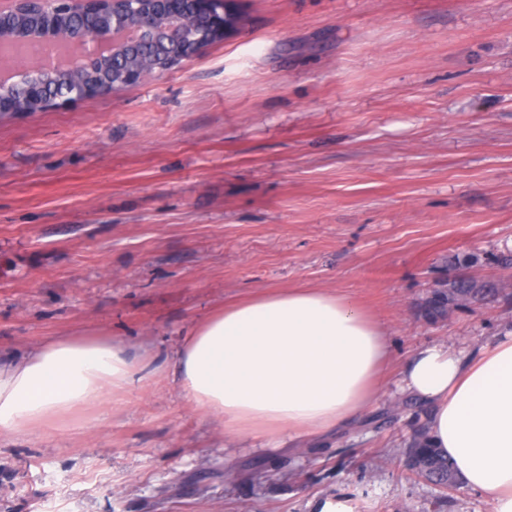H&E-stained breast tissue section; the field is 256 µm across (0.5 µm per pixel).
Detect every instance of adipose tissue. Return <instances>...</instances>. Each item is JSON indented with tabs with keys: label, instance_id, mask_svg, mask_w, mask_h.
<instances>
[{
	"label": "adipose tissue",
	"instance_id": "adipose-tissue-1",
	"mask_svg": "<svg viewBox=\"0 0 512 512\" xmlns=\"http://www.w3.org/2000/svg\"><path fill=\"white\" fill-rule=\"evenodd\" d=\"M391 366L388 332L347 296L288 288L225 305L176 353L181 392L219 418L224 445L287 434L303 441L348 430L373 407ZM137 372L120 343L62 336L23 358L0 356V435L30 430L124 390ZM426 405L435 447L464 491L512 512V329L479 355L418 351L397 387Z\"/></svg>",
	"mask_w": 512,
	"mask_h": 512
}]
</instances>
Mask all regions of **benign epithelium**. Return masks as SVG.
<instances>
[{
	"instance_id": "7a95c632",
	"label": "benign epithelium",
	"mask_w": 512,
	"mask_h": 512,
	"mask_svg": "<svg viewBox=\"0 0 512 512\" xmlns=\"http://www.w3.org/2000/svg\"><path fill=\"white\" fill-rule=\"evenodd\" d=\"M223 30L224 0H0V46L49 51L32 65L0 62L3 71L21 68L19 80H0V117L67 109L89 96L159 80ZM148 43L171 56L118 75L110 71L114 58Z\"/></svg>"
}]
</instances>
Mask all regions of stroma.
Wrapping results in <instances>:
<instances>
[{
    "label": "stroma",
    "instance_id": "1",
    "mask_svg": "<svg viewBox=\"0 0 512 512\" xmlns=\"http://www.w3.org/2000/svg\"><path fill=\"white\" fill-rule=\"evenodd\" d=\"M223 42L114 96L0 118V353L109 336L142 379L0 439V512H492L405 468V363L478 354L512 288L432 320L435 283L506 278L512 0H224ZM478 254L462 267L458 258ZM327 288L389 332L386 394L301 448L223 447L175 351L225 303Z\"/></svg>",
    "mask_w": 512,
    "mask_h": 512
}]
</instances>
